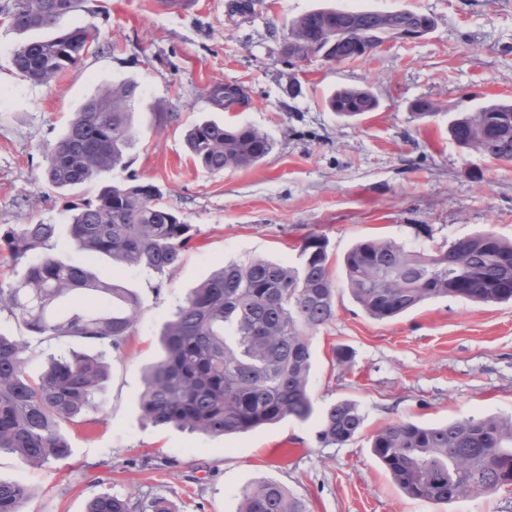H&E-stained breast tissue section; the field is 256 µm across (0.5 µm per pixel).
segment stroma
I'll list each match as a JSON object with an SVG mask.
<instances>
[{"instance_id":"35a3bbf8","label":"stroma","mask_w":512,"mask_h":512,"mask_svg":"<svg viewBox=\"0 0 512 512\" xmlns=\"http://www.w3.org/2000/svg\"><path fill=\"white\" fill-rule=\"evenodd\" d=\"M318 7L409 9L431 16L435 28L354 62H289V22ZM81 26L97 30L100 50L51 84L21 77L13 64L18 44ZM126 79L139 85V142L126 170L70 190L49 186L45 152L69 118ZM217 83L243 91L240 111L208 100L205 89ZM353 86L368 88L379 106L347 120L327 99ZM419 100L429 117L416 116ZM504 100L512 101V0H263L246 13L234 0H188L179 12L165 0H82L47 28L20 34L0 26V232L55 225L54 258L92 264L142 307L120 352L51 341L55 350L104 354L110 370L98 411L63 429L68 458L29 467L0 454V479L31 492L23 512H86L103 493L159 494L179 512H237L241 490L264 479L283 485L306 512H512L506 492L449 504L409 498L371 450L372 435L400 420L432 426L512 416V302L444 297L379 321L342 290L335 318L312 339L315 411L307 421L211 437L146 425L139 409L163 324L224 263L262 257L294 265L303 239L318 234L340 281L345 253L363 239L416 250L481 231L512 240V163L489 160L449 133L454 119ZM204 120L258 127L274 147L254 166L206 171L184 142ZM125 176L159 187L193 227L180 263L165 273L116 267L105 257L91 262L68 244L74 208ZM340 348L350 354L343 366L335 360ZM341 399L358 404L363 428L345 444L321 447V414ZM278 448L301 454L280 458Z\"/></svg>"}]
</instances>
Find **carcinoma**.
Returning <instances> with one entry per match:
<instances>
[{"instance_id":"obj_1","label":"carcinoma","mask_w":512,"mask_h":512,"mask_svg":"<svg viewBox=\"0 0 512 512\" xmlns=\"http://www.w3.org/2000/svg\"><path fill=\"white\" fill-rule=\"evenodd\" d=\"M79 0H7L0 17L14 30L47 27L77 8ZM351 32L333 61L356 60L383 45L376 13L359 9ZM347 28L334 8L306 12L289 23L288 40L307 54L326 27ZM97 43L94 29L78 27L34 40L14 52L19 74L49 85ZM224 85L209 91L225 109L244 99L240 88L224 97ZM138 84L122 81L89 99L67 133L46 154L47 183L66 190L100 173L127 168L136 143L132 103ZM332 111L357 118L374 111L376 97L363 87H345L328 98ZM452 138L495 161H512V103L488 104L456 120ZM185 145L195 164L208 171L237 170L261 161L273 149L263 130L204 121L187 130ZM56 225L22 224L0 235L16 259L42 258L0 284V314L22 324L20 336L0 335V452L27 466L70 455L62 428L98 408L107 378L98 356L51 353L46 369L28 374L39 343L78 337L120 351L134 332L141 310L137 296L120 283L46 254ZM192 237L185 223L162 203L152 184L121 180L103 186L95 202L71 216L70 245L94 259L106 255L126 267L163 272L177 266ZM300 265L266 259L227 263L191 289L161 333V355L148 370L140 395L142 419L212 436L246 433L284 419L307 420L312 335L336 315V290L328 269L327 242L303 239ZM345 284L371 317L393 318L422 303L455 297L482 303L512 301V241L479 232L448 242L446 250H415L392 240L354 244L344 256ZM364 416L350 400L323 413L318 441L344 444L362 429ZM372 451L409 497L434 504L488 496L512 487V416L466 418L437 427L397 421L378 430ZM26 487L0 480V512H22ZM86 512H176L160 496L103 494ZM239 512H304L281 484L264 480L241 491Z\"/></svg>"}]
</instances>
